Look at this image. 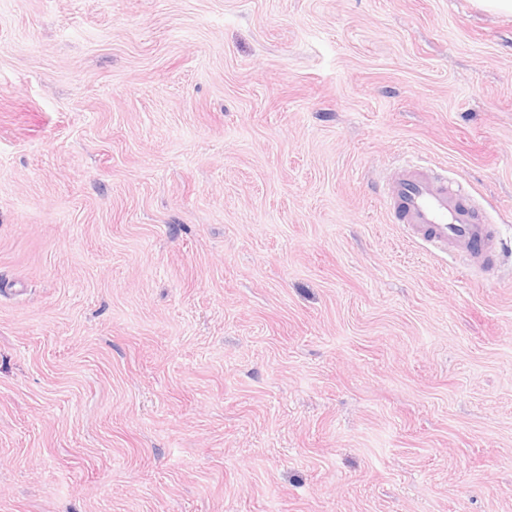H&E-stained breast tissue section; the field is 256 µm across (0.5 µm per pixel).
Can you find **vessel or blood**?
<instances>
[{"label":"vessel or blood","instance_id":"obj_1","mask_svg":"<svg viewBox=\"0 0 512 512\" xmlns=\"http://www.w3.org/2000/svg\"><path fill=\"white\" fill-rule=\"evenodd\" d=\"M394 223L428 250L489 269L499 257L489 225L475 213L468 192L428 166L402 168L385 199Z\"/></svg>","mask_w":512,"mask_h":512}]
</instances>
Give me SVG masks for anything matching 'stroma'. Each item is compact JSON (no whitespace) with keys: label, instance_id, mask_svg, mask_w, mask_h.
Segmentation results:
<instances>
[{"label":"stroma","instance_id":"obj_1","mask_svg":"<svg viewBox=\"0 0 512 512\" xmlns=\"http://www.w3.org/2000/svg\"><path fill=\"white\" fill-rule=\"evenodd\" d=\"M0 512H512V14L0 0ZM385 205L394 224L428 250L461 260L467 269L493 268L499 255L488 224L475 213L469 193L429 166L402 168Z\"/></svg>","mask_w":512,"mask_h":512}]
</instances>
